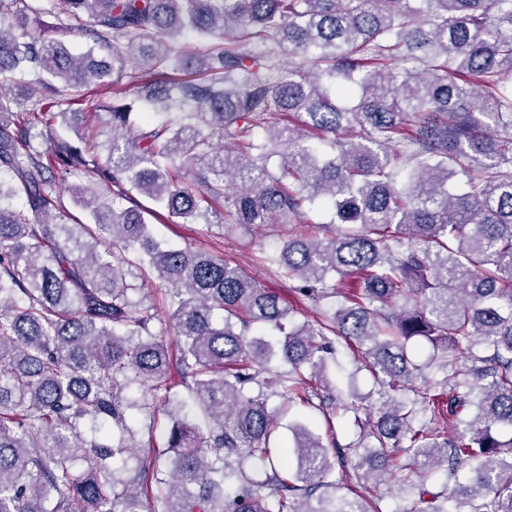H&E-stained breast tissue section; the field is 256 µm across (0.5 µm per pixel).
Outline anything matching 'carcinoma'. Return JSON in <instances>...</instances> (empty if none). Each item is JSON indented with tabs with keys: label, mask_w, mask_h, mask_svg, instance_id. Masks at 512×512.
<instances>
[{
	"label": "carcinoma",
	"mask_w": 512,
	"mask_h": 512,
	"mask_svg": "<svg viewBox=\"0 0 512 512\" xmlns=\"http://www.w3.org/2000/svg\"><path fill=\"white\" fill-rule=\"evenodd\" d=\"M88 84L99 112L73 110ZM314 210L322 237L297 230ZM153 220L288 227L267 269L320 311L295 322L240 265L162 248ZM415 337L442 351L425 388ZM339 345L377 395L363 479L417 512H512V0H0V512H373L305 426L295 474L276 466L249 395L268 380L311 404ZM172 369L209 423L172 418L160 479L127 411L177 399Z\"/></svg>",
	"instance_id": "1"
}]
</instances>
